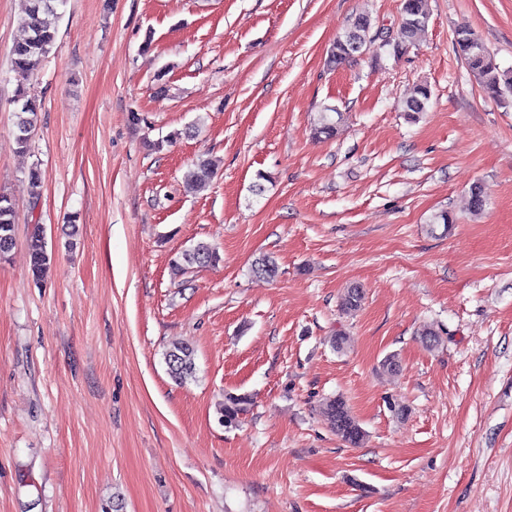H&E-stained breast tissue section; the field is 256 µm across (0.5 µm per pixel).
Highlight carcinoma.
Returning <instances> with one entry per match:
<instances>
[{
  "label": "carcinoma",
  "instance_id": "1",
  "mask_svg": "<svg viewBox=\"0 0 512 512\" xmlns=\"http://www.w3.org/2000/svg\"><path fill=\"white\" fill-rule=\"evenodd\" d=\"M24 15L21 24L25 36L17 41L11 50L13 71L22 80L15 91V140L19 151L30 148L31 134L34 131L41 107L39 99L30 93L23 84L36 62L48 55L55 45L57 37L56 21L59 18L58 7L65 0H24ZM428 15L424 8V0H403L401 22L398 38L390 44L393 52L401 53L413 44L425 32ZM372 29L371 18L362 14L356 17L345 32L336 38L331 51L330 62L340 65L355 54L371 49L377 35H369ZM455 42L458 51L468 63L471 71L478 77L488 97L500 102L512 99V72L501 71L485 47L484 43L467 26L455 31ZM431 98L430 88L424 84L414 88L405 100L404 111L419 114L427 110ZM337 109L327 108L322 112L315 131L319 135L331 137L336 133L338 120L330 113ZM216 171V164L209 158H200L186 175V185L193 192H200L209 187ZM486 199L482 187L478 183L470 186L468 191V210L478 215L485 210ZM16 211L12 200L0 194V240L15 242ZM28 249L31 259V271L36 281H41L43 272L50 260L45 238L40 228H34L29 236ZM218 253L208 242L199 241L192 248L185 250L171 259V268L182 273L197 265L203 266L217 261ZM254 271L263 278L272 279L278 273L276 260L264 256L255 261ZM363 292L354 287L347 290L342 301L346 312L356 311L361 307ZM165 362L170 377L178 384H184L195 378L196 365L194 350L186 343H177L165 353ZM252 405V398L247 394L227 393L224 405L220 408V417L226 427L238 426ZM324 412L336 436L347 444L358 447L367 438V433L351 408L341 397L329 398L325 402Z\"/></svg>",
  "mask_w": 512,
  "mask_h": 512
}]
</instances>
